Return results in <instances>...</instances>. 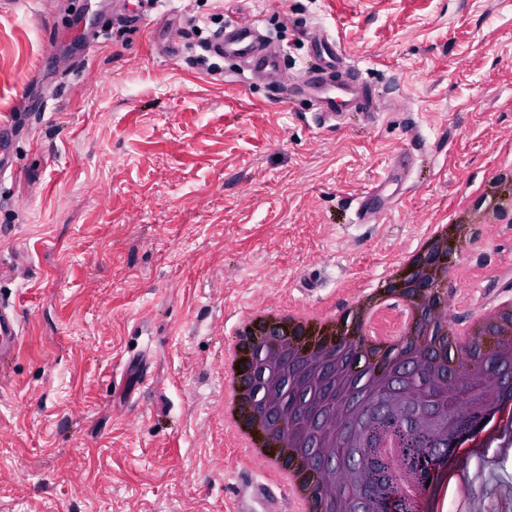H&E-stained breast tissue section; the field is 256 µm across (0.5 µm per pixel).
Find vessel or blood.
Returning a JSON list of instances; mask_svg holds the SVG:
<instances>
[{"label": "vessel or blood", "instance_id": "b4317fda", "mask_svg": "<svg viewBox=\"0 0 512 512\" xmlns=\"http://www.w3.org/2000/svg\"><path fill=\"white\" fill-rule=\"evenodd\" d=\"M158 0H134L128 7L124 22L130 27H140L150 20L157 10ZM308 49L314 66L306 75L304 88L283 86L275 93L278 101L285 102L298 97L301 91H310L314 98L315 114L322 124L340 120L352 111H366L372 92L370 84L357 74L352 64V54L335 35L324 28H311L306 32ZM95 27L77 29L65 45L78 61H85L98 40ZM208 55L222 60L242 62L248 77L287 67L283 48L263 44L253 31L224 25L205 45ZM15 125L12 116L0 118V179L14 172L12 145ZM403 162H396L384 176L367 188L357 199L354 208L356 223L372 224L381 216L380 204L385 199L399 200L407 191L403 176ZM19 314L16 309L0 304V357L15 355L20 347Z\"/></svg>", "mask_w": 512, "mask_h": 512}]
</instances>
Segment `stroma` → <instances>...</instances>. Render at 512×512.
I'll list each match as a JSON object with an SVG mask.
<instances>
[{"label": "stroma", "mask_w": 512, "mask_h": 512, "mask_svg": "<svg viewBox=\"0 0 512 512\" xmlns=\"http://www.w3.org/2000/svg\"><path fill=\"white\" fill-rule=\"evenodd\" d=\"M83 63L54 56L90 0H0V115L21 128L0 186V301L21 315L0 381V512H243L285 487L233 449L224 348L242 314L346 311L354 288L427 224L474 199L512 148V0H162L117 20ZM184 32L164 54L165 16ZM281 44L299 80L309 23L373 87L367 123L319 127L310 102L246 87L202 45L224 23ZM47 103L33 118L26 87ZM408 157L410 190L377 223L355 199ZM476 213L440 296L453 322L512 290V223ZM476 512H512V460L478 470ZM159 0H134L135 3L127 8L124 22L129 27H141L151 19V15L157 10Z\"/></svg>", "instance_id": "stroma-1"}]
</instances>
